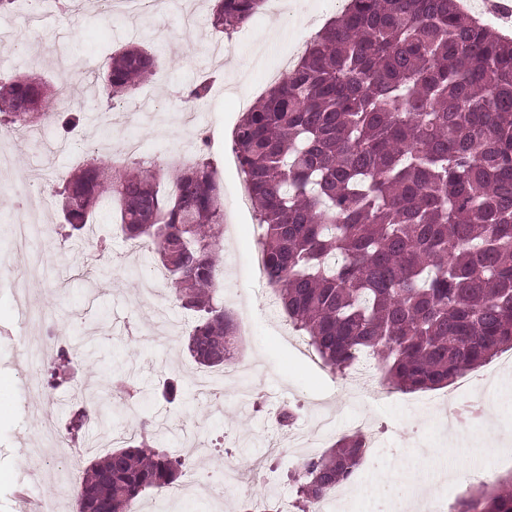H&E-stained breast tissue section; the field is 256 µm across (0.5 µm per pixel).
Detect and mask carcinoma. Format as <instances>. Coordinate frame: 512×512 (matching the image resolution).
Segmentation results:
<instances>
[{"label":"carcinoma","instance_id":"obj_1","mask_svg":"<svg viewBox=\"0 0 512 512\" xmlns=\"http://www.w3.org/2000/svg\"><path fill=\"white\" fill-rule=\"evenodd\" d=\"M265 0H217L211 25L231 34ZM232 131L258 223L266 280L288 324L343 372L368 355L401 393L445 388L512 349V37L459 0H345ZM156 55L110 57L107 104L147 81ZM203 76L186 90L211 95ZM53 87L0 80V114L34 131L58 115ZM185 167L151 157L91 158L60 179L65 223L80 231L117 210L125 238L157 258L181 307L196 313L187 349L200 365L234 360L238 325L218 294L224 208L207 153ZM80 418L112 419V391ZM141 420L128 444L70 471L77 512H132L176 485L186 459L155 446ZM365 437L300 459L308 508L354 476ZM454 512H512V475L469 487Z\"/></svg>","mask_w":512,"mask_h":512}]
</instances>
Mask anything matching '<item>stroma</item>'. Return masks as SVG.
Returning <instances> with one entry per match:
<instances>
[{
  "label": "stroma",
  "mask_w": 512,
  "mask_h": 512,
  "mask_svg": "<svg viewBox=\"0 0 512 512\" xmlns=\"http://www.w3.org/2000/svg\"><path fill=\"white\" fill-rule=\"evenodd\" d=\"M342 8V0H299L297 9L284 15L262 8L229 39L224 60L217 63L207 52L216 31L209 25L199 30L187 25L177 0L157 22L137 15L109 17L100 12L96 0H77L69 12L48 10L41 25L25 31L21 49L0 59L1 78L26 75L52 82L63 105L86 113L67 151L36 148L31 137L13 133L7 144L13 162L0 171V180L14 183L40 181L52 170L65 176L99 155L111 159V151L98 147L106 138L113 149L120 148L123 137L138 138L141 154L158 161L175 147H198L176 107L185 88L200 74H223V81L197 110L200 124L212 135L216 177L231 223L221 252L220 294L225 304H247L255 316V333L244 337L238 352L254 366L251 383L256 390L255 406L247 413L234 402V382L205 396L197 394L193 378L201 368L186 349L196 315L173 300L160 265L148 252H130L128 241L111 220L95 226L98 239L109 245L103 261L86 263L66 241L71 228L62 223L56 198H49L51 230L39 253L58 275L24 286L17 269L4 266L3 258L11 250L9 229L26 221L27 215L18 210L10 193L0 192V512H20L25 498L32 512L52 504L59 512H76L66 478L74 446L41 457L29 456L26 450L40 444L45 418L66 429L73 409L60 405L59 396L80 385L94 392L109 387L108 367L115 361L130 367L144 386L139 399L143 416L167 422V430L157 434L161 446L171 455L190 457L202 484L200 494L182 499L147 494L137 503L142 512H234L247 494L294 501L296 487L289 474L296 460L287 453L269 461L267 485L250 489L226 484L223 464L231 459L249 464L290 430L312 432L323 412L334 413L336 435L351 433L355 419L361 417L380 436L379 447L365 456L358 469L357 487L345 499L342 512H397L410 496H438L454 504L460 492L455 480L433 473L443 462L479 468L487 483L507 475L503 458L512 454V369L498 368L507 353L468 373L485 395L497 431L491 438L483 433L470 436L472 443L489 446V456L480 458L472 452L462 456L449 447L442 432L439 404L447 399V389L398 393L380 403L352 396L344 374L325 367L318 355L299 351L297 332L284 330L282 314L269 309L273 291H255L251 282L256 217L253 209L241 207L237 200L241 174L227 161L233 152L232 130L242 113L282 78L289 60ZM55 42L67 45L69 62L82 72V79H63L56 63L41 58L40 47ZM131 45L159 51L156 68L133 93L132 103L106 108L88 90L85 78L102 72L112 53ZM24 298L42 302L50 312L41 337L49 352L38 361L25 358L20 350L25 328L18 311ZM62 350L68 354L64 363L58 359ZM55 368L64 378L63 385L48 389L43 399H29L28 372L36 371L45 382ZM286 405L297 413L289 429L277 420ZM403 469L417 473L413 486L390 483V475Z\"/></svg>",
  "instance_id": "35a3bbf8"
}]
</instances>
